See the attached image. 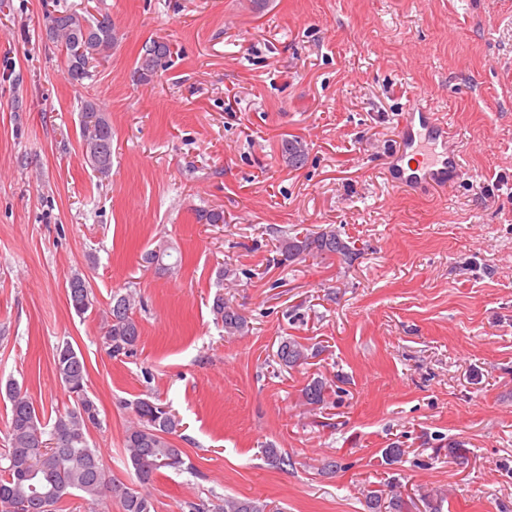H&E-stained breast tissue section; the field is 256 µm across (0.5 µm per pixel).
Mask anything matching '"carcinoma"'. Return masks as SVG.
<instances>
[{
  "label": "carcinoma",
  "mask_w": 512,
  "mask_h": 512,
  "mask_svg": "<svg viewBox=\"0 0 512 512\" xmlns=\"http://www.w3.org/2000/svg\"><path fill=\"white\" fill-rule=\"evenodd\" d=\"M46 36L60 44L65 56L66 74L73 83L91 77L93 62L105 55L117 40L109 16L89 19L78 13H46ZM170 55L163 40L142 46L133 76L149 82ZM82 154L85 162L106 177L112 170V124L96 104L87 102L81 115ZM307 149L297 139L281 142V156L291 167H300ZM276 250L281 264L293 263L307 256L322 260L336 258L339 264L352 265L360 251L329 227L316 233L295 234L278 239ZM169 246L160 244L144 253L142 262L163 273H173L178 262L170 263ZM67 301L75 314L83 316L96 308V297L87 280L73 275L66 288ZM133 292L112 296L103 311L104 346L111 357L134 353L140 338L134 318ZM215 320L222 324L227 337L243 336L249 331L247 318L224 294H215L212 302ZM276 363L294 369L315 357L300 342L286 338L276 351ZM54 368L57 379L68 395L70 405L55 411L51 421L42 417L32 397L19 383L8 379L0 384V394L10 404L7 448L0 452V512H9L6 504H27L26 512H58L71 496L82 498L90 509L98 510L108 499H118L122 512H154L151 498L144 492L127 488L112 475L98 449L90 446V429L101 426L99 409L88 390V370L82 354L71 341L56 346ZM332 385L326 379H311L300 393L304 406H324L331 399ZM135 421L124 436V451L139 482L149 484L163 470H183L185 453L172 436L178 432L180 419L168 406L140 399L132 403ZM369 512H408V504L393 481L382 489L366 490ZM216 512H271L270 504L259 499L224 497Z\"/></svg>",
  "instance_id": "cac0c4a2"
}]
</instances>
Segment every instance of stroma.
Returning a JSON list of instances; mask_svg holds the SVG:
<instances>
[{
	"label": "stroma",
	"instance_id": "obj_1",
	"mask_svg": "<svg viewBox=\"0 0 512 512\" xmlns=\"http://www.w3.org/2000/svg\"><path fill=\"white\" fill-rule=\"evenodd\" d=\"M48 5L111 18L90 79L68 80ZM153 38L171 54L142 84ZM423 91L464 168L420 196L383 172ZM88 101L112 123L106 177L82 158ZM292 136L299 169L280 155ZM210 209L223 223H199ZM327 227L360 250L352 267L277 264L279 236ZM163 242L182 255L171 276L142 261ZM223 263L236 282L218 283ZM75 274L97 299L82 317ZM130 291L141 338L112 358L100 312ZM218 292L247 335L215 323ZM286 338L314 357L277 366ZM65 339L100 409L91 443L156 512L228 496L367 512L363 490L389 479L416 500L446 493L443 512H512V0H0V379L66 407ZM318 376L344 391L312 410L300 391ZM139 398L177 413L191 463L145 486L123 448ZM307 155V149L297 138L284 139L281 142V156L283 160L291 167H301ZM67 301L70 308L78 316L92 313L96 308V297L87 280L81 275H73L66 288Z\"/></svg>",
	"mask_w": 512,
	"mask_h": 512
}]
</instances>
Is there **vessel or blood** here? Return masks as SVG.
<instances>
[{
	"instance_id": "1",
	"label": "vessel or blood",
	"mask_w": 512,
	"mask_h": 512,
	"mask_svg": "<svg viewBox=\"0 0 512 512\" xmlns=\"http://www.w3.org/2000/svg\"><path fill=\"white\" fill-rule=\"evenodd\" d=\"M463 171L462 156L448 148V121L431 106H411L400 130L386 180L391 187H439Z\"/></svg>"
}]
</instances>
